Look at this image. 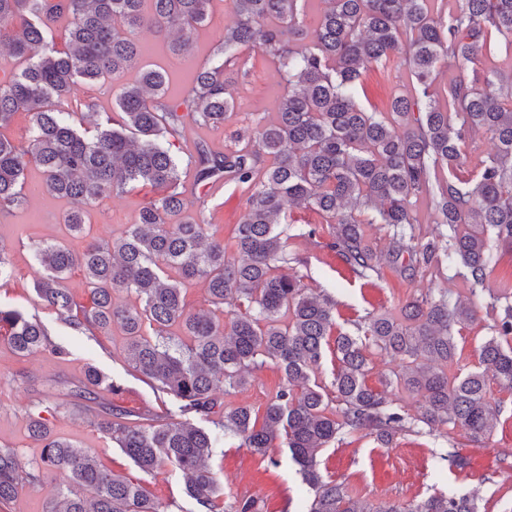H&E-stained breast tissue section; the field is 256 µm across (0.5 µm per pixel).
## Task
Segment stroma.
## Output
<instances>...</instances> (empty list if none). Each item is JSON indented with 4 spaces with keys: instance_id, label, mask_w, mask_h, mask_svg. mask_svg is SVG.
Wrapping results in <instances>:
<instances>
[{
    "instance_id": "35a3bbf8",
    "label": "stroma",
    "mask_w": 512,
    "mask_h": 512,
    "mask_svg": "<svg viewBox=\"0 0 512 512\" xmlns=\"http://www.w3.org/2000/svg\"><path fill=\"white\" fill-rule=\"evenodd\" d=\"M232 21L227 0H212L208 22L182 56L170 52L168 38L146 34L153 51L144 60L166 71L171 96H182L196 69L221 62L219 45L225 26ZM410 81L399 60L390 59L364 74L361 100L368 108L387 111L393 94L405 90ZM231 92L236 108L223 129L190 122L183 138L176 140L174 151L182 161L183 182L193 180L189 155L194 142L201 140L212 150L223 151L230 132L252 129L270 119L284 92V83L272 65L252 58L247 75L234 77ZM25 180L21 201L0 215V246L11 268L10 274L0 277V306L21 310L39 321L52 346L20 357L0 341V448L15 449L25 462L38 459L40 447L29 436L28 415L39 410L56 436L76 443L103 468L141 484L161 512H199L196 502L185 493L186 478L181 471L163 466L142 472L80 413L74 384L86 367H94L106 383L98 392L100 400L144 417L158 414L178 418L174 397L157 391L132 371L120 329L108 335L73 330L63 315L43 304L35 290L44 274L36 257L39 242L58 239L72 252H82L91 241L120 235L153 198V191L130 188L100 200L87 209L85 233L73 234L67 230L65 218L75 211L74 201L46 193L36 165H28ZM245 199L242 189L224 185L213 187L205 198L209 232L225 246L233 244L232 228L243 215ZM319 222L313 211L294 210L283 227L286 250L297 258L296 270L308 288L333 295L336 320L344 329H352L355 322L372 314L398 313L412 296L444 293L454 300L469 294L468 282L444 264H420L402 275L387 269L378 277H358L328 248L327 231L310 234V227ZM57 346L67 351V359L54 354ZM370 358L369 385L387 392L406 413L417 414L418 396L389 384L396 361L375 348ZM285 383L283 371L268 360L250 371L243 388L222 396L221 401L227 410L248 405L261 411ZM488 390L492 399L501 402L502 410L499 425L482 445L460 446V432L454 429L430 435H401L391 447L383 448L360 430L325 448L319 456V471L323 477L343 482L348 494L368 499L380 512L452 491L474 495L478 512H512V390L502 388L493 378L488 381ZM458 456L467 463V471L456 466L454 459ZM214 469L224 487L253 499L258 512H307L314 496L287 448L279 443L264 456L234 443L219 446ZM58 483L55 474H41L39 481L24 486L13 502L0 506V512H47L57 495Z\"/></svg>"
}]
</instances>
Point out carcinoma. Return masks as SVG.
<instances>
[{
	"label": "carcinoma",
	"instance_id": "carcinoma-1",
	"mask_svg": "<svg viewBox=\"0 0 512 512\" xmlns=\"http://www.w3.org/2000/svg\"><path fill=\"white\" fill-rule=\"evenodd\" d=\"M210 2L0 0V29L11 32V49L25 62L20 74L0 81V127L17 112L31 116L27 145L0 135V213L22 199L32 162L44 173L43 188L59 198L93 203L130 184L160 191L119 237L90 243L78 255L61 242L38 244L46 274L37 292L74 329L107 335L120 327L132 369L172 395L186 420L128 421L127 410L97 399L101 375L92 367L75 385L84 400L79 411L142 471L162 465L181 471L187 495L204 512H257L254 500L224 492L212 472L215 448L229 439L262 456L281 440L315 491L307 512H378L343 483L323 479L317 471L323 448L359 430L389 447L402 433H422L421 424L430 433L457 427L479 444L494 433L501 412V402L488 395L486 373L512 389V289L503 280L489 286L500 252H512V71L474 68L470 80L433 89L444 72L500 46L512 51V0H321L310 23V0H229L234 20L224 27V59L198 71L186 98L171 99L168 75L139 67L141 37L166 32L171 52L187 53ZM62 17L72 23L59 50L47 33ZM240 47L274 65L287 91L272 118L232 134L224 151L195 144L188 190L164 141L181 136L188 119L224 127L235 108L227 73L247 63ZM392 57L408 70L411 89L394 95L388 111L371 112L359 99L361 76ZM127 73L132 78L116 117L92 131H78L53 107L78 100L85 84ZM483 136L495 151L468 171L464 156ZM220 182L247 189L245 212L233 228L235 256L208 234L204 212L188 214L186 193ZM420 198L448 225L446 239L413 244L408 229ZM293 207L320 216L327 247L353 273L381 274L363 225L383 224L390 229L388 264L405 254L425 265L441 257L450 267L459 262L470 296L412 297L397 316L372 315L353 332L338 327L333 298L309 293L303 276L286 271L278 227ZM74 267L93 299L92 309L78 313L64 286ZM171 271L180 280L170 279ZM194 279L205 283L210 308L187 309L181 285ZM119 292L135 302H116ZM482 306L493 324L479 364L450 376L456 337ZM0 339L21 357L52 347L39 323L11 308L0 307ZM330 345L336 368L324 381L319 369ZM372 346L399 361L396 387L420 397L419 416L405 415L368 385ZM260 358L285 374L275 399L261 414L242 405L211 418L219 396L243 387ZM192 417L211 419L214 429L196 426ZM28 428L42 448L39 461L28 468L15 450L0 448L1 505L46 471L63 477L47 512H160L140 484L98 467L40 416H31ZM387 512L477 510L467 493H439Z\"/></svg>",
	"mask_w": 512,
	"mask_h": 512
}]
</instances>
